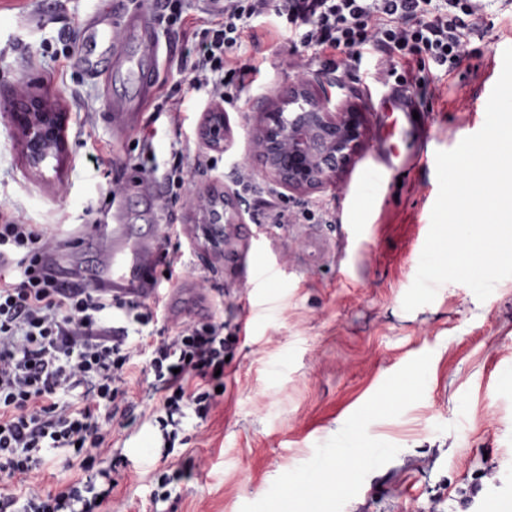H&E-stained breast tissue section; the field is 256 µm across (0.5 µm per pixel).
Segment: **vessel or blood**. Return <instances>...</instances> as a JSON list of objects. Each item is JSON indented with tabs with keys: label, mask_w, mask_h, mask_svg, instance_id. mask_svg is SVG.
<instances>
[{
	"label": "vessel or blood",
	"mask_w": 512,
	"mask_h": 512,
	"mask_svg": "<svg viewBox=\"0 0 512 512\" xmlns=\"http://www.w3.org/2000/svg\"><path fill=\"white\" fill-rule=\"evenodd\" d=\"M155 27L154 13L148 7L125 14L117 21L111 14L101 13L77 22L78 51L74 63L92 78L125 76L135 88L131 94H110L105 116L113 129L129 128L139 101L157 88V72L152 66L159 49ZM375 109L411 113L415 105L407 90L398 87ZM158 260L155 240L133 236L120 225L113 229L112 247L99 261L92 281L100 293L112 298L150 301L156 297L150 279Z\"/></svg>",
	"instance_id": "obj_1"
}]
</instances>
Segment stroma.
I'll use <instances>...</instances> for the list:
<instances>
[{
    "label": "stroma",
    "mask_w": 512,
    "mask_h": 512,
    "mask_svg": "<svg viewBox=\"0 0 512 512\" xmlns=\"http://www.w3.org/2000/svg\"><path fill=\"white\" fill-rule=\"evenodd\" d=\"M111 0H0V208L51 237L61 262L96 264L98 225L125 224L141 235L174 224L168 249L183 265L153 276L166 303L145 332L157 339L185 320L223 323L233 343L224 364V401L202 425L187 423L185 443L162 455L156 405L144 374L130 392L139 414L112 434L126 457L113 471L112 512H512V277L486 300L461 283L438 287L434 301L407 312L439 186L436 154L478 132L512 47V10L489 13L474 39L477 55L442 81L443 94L417 100L425 139L406 133L401 112H375L386 95L365 73L340 67L343 89L328 87L364 114V145L336 184L299 194L275 189L289 208H328L332 224H270L236 181L264 112L293 86L292 67L272 41L257 82L224 114L231 136L223 151L198 130L211 104L205 90L182 87L178 119L148 99L137 124L119 133L106 121L105 80L87 79L61 58L59 32ZM33 96L66 113L60 169L24 164L10 115ZM84 111H76V104ZM154 132L155 163L176 153L202 155L190 172L192 195L168 202L144 191L133 166L143 133ZM407 158L365 191L377 146ZM97 163H88V155ZM123 192L107 194L113 182ZM238 197L242 218L206 229L193 195ZM101 208V216L87 207ZM340 448L366 454L345 492L313 480ZM196 466L169 500L154 503L158 474L187 459Z\"/></svg>",
    "instance_id": "stroma-1"
}]
</instances>
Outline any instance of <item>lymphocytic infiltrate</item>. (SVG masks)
Segmentation results:
<instances>
[{
  "mask_svg": "<svg viewBox=\"0 0 512 512\" xmlns=\"http://www.w3.org/2000/svg\"><path fill=\"white\" fill-rule=\"evenodd\" d=\"M497 0H157V18L185 46L173 69L209 89L224 107L249 90L264 60L267 24L286 23L287 60L311 52L324 69L362 64L375 54L382 85L417 86L435 97L436 74L473 55L477 22ZM251 63L238 61L242 47ZM138 168L155 176L161 197L189 191L188 169L201 159L177 157L158 171L151 138ZM52 243L33 225L0 214V512H106L112 470L103 464L113 426L136 405L127 389L136 368L153 377L159 396L162 451L170 453L186 418L207 421L224 384L218 368L232 345L224 326L188 321L155 343L142 337L158 310L115 300L59 280L44 256ZM78 463L77 477L47 488L42 474L55 455Z\"/></svg>",
  "mask_w": 512,
  "mask_h": 512,
  "instance_id": "1",
  "label": "lymphocytic infiltrate"
}]
</instances>
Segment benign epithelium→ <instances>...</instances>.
Returning a JSON list of instances; mask_svg holds the SVG:
<instances>
[{
	"label": "benign epithelium",
	"mask_w": 512,
	"mask_h": 512,
	"mask_svg": "<svg viewBox=\"0 0 512 512\" xmlns=\"http://www.w3.org/2000/svg\"><path fill=\"white\" fill-rule=\"evenodd\" d=\"M19 132L26 166L41 172L66 151V113L56 112L39 97L20 112L10 113ZM363 113L318 90V82L305 79L293 88L288 100L264 113L254 138V157L260 174L291 193H302L332 182L363 144ZM227 128L224 112L208 113L199 135L212 150L224 149Z\"/></svg>",
	"instance_id": "benign-epithelium-1"
}]
</instances>
